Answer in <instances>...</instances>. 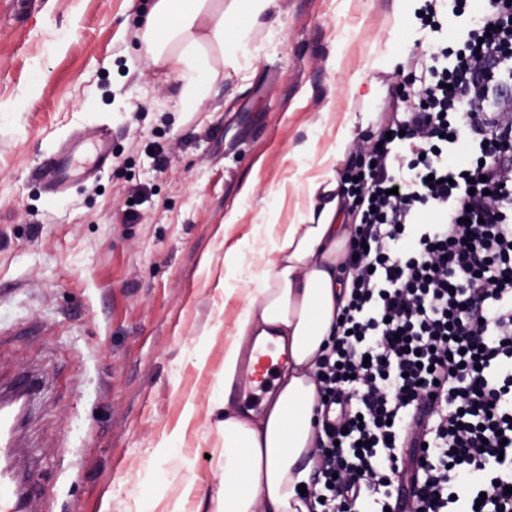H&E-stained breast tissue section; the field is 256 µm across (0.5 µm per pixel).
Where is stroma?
Wrapping results in <instances>:
<instances>
[{
    "label": "stroma",
    "instance_id": "35a3bbf8",
    "mask_svg": "<svg viewBox=\"0 0 512 512\" xmlns=\"http://www.w3.org/2000/svg\"><path fill=\"white\" fill-rule=\"evenodd\" d=\"M388 2L277 0L250 66L188 113L141 53L151 0H0V389L41 381L18 435L47 512H163L146 487L167 501L188 480L203 498L218 488L206 415L180 458L154 450L187 395L203 406L218 387L224 341L209 332L233 328L271 247L263 223L297 221L338 116L384 114L429 48L416 0L396 46ZM357 70L374 97L350 86ZM91 128L109 130L111 161L49 194L38 165L74 139L73 166H91Z\"/></svg>",
    "mask_w": 512,
    "mask_h": 512
}]
</instances>
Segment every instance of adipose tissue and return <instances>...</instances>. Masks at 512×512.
I'll return each mask as SVG.
<instances>
[{
  "label": "adipose tissue",
  "instance_id": "ef3b65f1",
  "mask_svg": "<svg viewBox=\"0 0 512 512\" xmlns=\"http://www.w3.org/2000/svg\"><path fill=\"white\" fill-rule=\"evenodd\" d=\"M275 2L152 0L142 51L153 65L176 76L182 111H196L218 77L211 51L237 62L250 31ZM304 192L308 203L297 222L266 227L270 257L254 277L224 344L218 392L203 411L186 400L179 424L159 448L160 454H171L198 414L206 413L222 436L213 452L220 486L200 501L194 483H187L167 512H186L191 502L195 512H309L299 487L311 481L317 445L318 362L349 292L343 265L353 226L333 169L309 177ZM256 336L275 337L278 350L288 355L258 413L231 402L241 356Z\"/></svg>",
  "mask_w": 512,
  "mask_h": 512
}]
</instances>
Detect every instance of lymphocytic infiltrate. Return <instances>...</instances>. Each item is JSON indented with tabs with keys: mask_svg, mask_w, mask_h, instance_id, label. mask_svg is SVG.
<instances>
[{
	"mask_svg": "<svg viewBox=\"0 0 512 512\" xmlns=\"http://www.w3.org/2000/svg\"><path fill=\"white\" fill-rule=\"evenodd\" d=\"M415 20L435 37L421 89L341 178L352 279L319 363L338 416L311 512H512V5L423 0Z\"/></svg>",
	"mask_w": 512,
	"mask_h": 512,
	"instance_id": "f902f5d3",
	"label": "lymphocytic infiltrate"
}]
</instances>
